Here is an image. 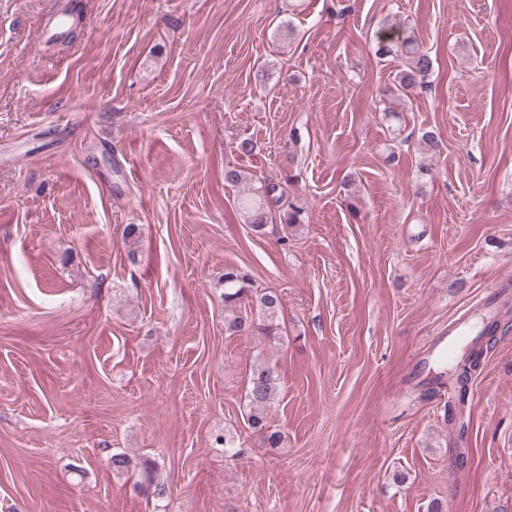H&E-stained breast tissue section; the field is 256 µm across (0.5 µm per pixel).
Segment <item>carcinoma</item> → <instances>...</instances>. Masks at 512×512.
Segmentation results:
<instances>
[{"label": "carcinoma", "mask_w": 512, "mask_h": 512, "mask_svg": "<svg viewBox=\"0 0 512 512\" xmlns=\"http://www.w3.org/2000/svg\"><path fill=\"white\" fill-rule=\"evenodd\" d=\"M376 41L378 55L397 59L402 66L394 89L388 90V94L393 95L397 91L407 93L423 86L433 68V60L427 52L421 50L412 39L402 38L390 28L380 30ZM283 198L280 184L266 179L240 197L239 208L251 229L261 234L268 225L272 207L280 206ZM223 298L224 309L230 311L224 320V328L229 334L256 333L271 343L279 340L281 301L277 293L252 290L248 274L236 266H227L224 268ZM483 352L484 348H478L455 364L454 402L459 406L467 402L468 385L472 374L480 367L479 357L483 356ZM276 393L277 376L274 370L265 360L256 359L250 369L246 391L248 423L261 443L270 448L280 447L283 441L282 433L270 429L268 422Z\"/></svg>", "instance_id": "carcinoma-1"}]
</instances>
